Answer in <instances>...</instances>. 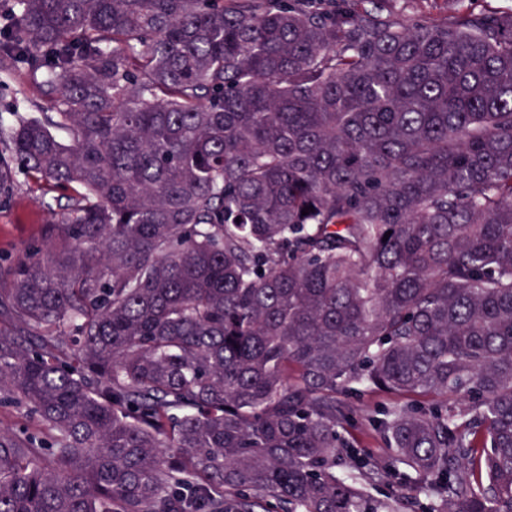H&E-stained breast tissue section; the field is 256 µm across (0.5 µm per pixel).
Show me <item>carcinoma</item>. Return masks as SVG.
Returning a JSON list of instances; mask_svg holds the SVG:
<instances>
[{
	"mask_svg": "<svg viewBox=\"0 0 512 512\" xmlns=\"http://www.w3.org/2000/svg\"><path fill=\"white\" fill-rule=\"evenodd\" d=\"M380 2L0 19L56 105L0 195L67 200L0 258V512H512V11ZM448 0H387L384 8L405 19L441 23L448 16ZM385 401L386 399L383 396L369 393L364 394L360 401L361 411L355 418L357 427L352 429L358 439L359 448H364L367 453L374 456L389 455L391 450L386 448L366 427L361 426V423L364 421L367 413L372 411L378 404Z\"/></svg>",
	"mask_w": 512,
	"mask_h": 512,
	"instance_id": "1",
	"label": "carcinoma"
}]
</instances>
